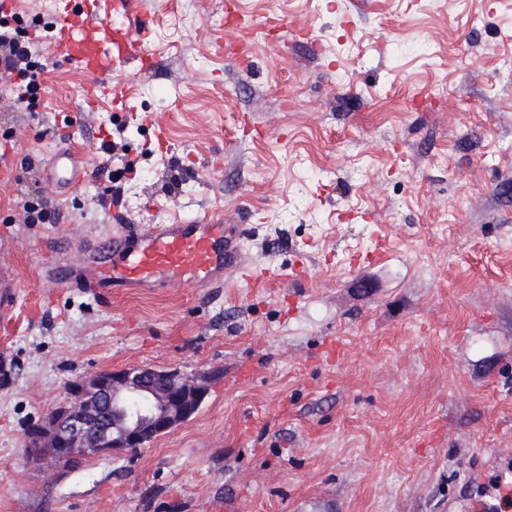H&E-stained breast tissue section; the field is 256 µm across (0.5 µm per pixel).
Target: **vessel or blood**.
I'll return each mask as SVG.
<instances>
[{
    "mask_svg": "<svg viewBox=\"0 0 512 512\" xmlns=\"http://www.w3.org/2000/svg\"><path fill=\"white\" fill-rule=\"evenodd\" d=\"M137 17L133 0H112L111 13L105 17L96 0H60L59 31L48 46L51 55L75 64L89 76L100 99L119 112L132 110V96L125 83L113 80V70L132 61L141 72L154 66L153 57L141 47ZM46 169L53 191L78 177L74 155L66 148L53 152ZM112 221L118 229L106 244L109 262H83L79 284L94 298L109 299L122 288L218 285L225 272L247 267L239 245L243 231L223 218H179L142 228L129 224L116 207ZM16 286L10 268H1L0 312L11 311Z\"/></svg>",
    "mask_w": 512,
    "mask_h": 512,
    "instance_id": "obj_1",
    "label": "vessel or blood"
}]
</instances>
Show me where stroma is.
<instances>
[{
    "instance_id": "1",
    "label": "stroma",
    "mask_w": 512,
    "mask_h": 512,
    "mask_svg": "<svg viewBox=\"0 0 512 512\" xmlns=\"http://www.w3.org/2000/svg\"><path fill=\"white\" fill-rule=\"evenodd\" d=\"M155 67L126 64L139 120L48 57L15 157L91 168L28 224L0 184V263L20 283L0 357V512H478L512 470V0H145ZM70 124L68 138L46 136ZM120 142L134 224L207 212L253 268L219 288H76L107 261L100 201ZM168 146L160 148L156 135ZM149 366L208 395L172 432L61 472L25 426L82 374Z\"/></svg>"
}]
</instances>
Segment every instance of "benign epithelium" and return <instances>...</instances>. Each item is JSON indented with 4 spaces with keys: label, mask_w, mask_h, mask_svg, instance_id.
<instances>
[{
    "label": "benign epithelium",
    "mask_w": 512,
    "mask_h": 512,
    "mask_svg": "<svg viewBox=\"0 0 512 512\" xmlns=\"http://www.w3.org/2000/svg\"><path fill=\"white\" fill-rule=\"evenodd\" d=\"M207 394L203 379L171 370L131 367L81 376L64 413L35 423L26 438L28 456H51L69 469L92 455L143 448L189 420Z\"/></svg>",
    "instance_id": "7a95c632"
}]
</instances>
